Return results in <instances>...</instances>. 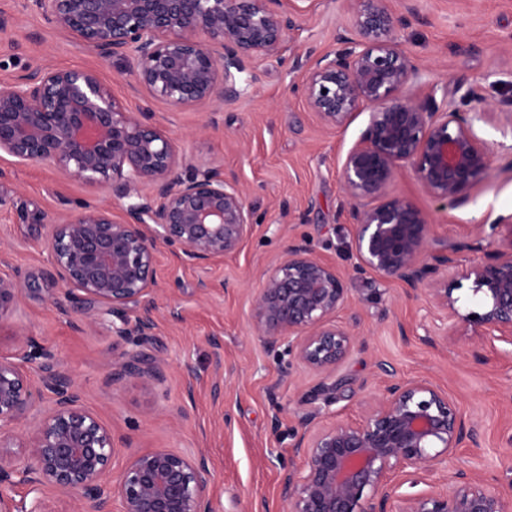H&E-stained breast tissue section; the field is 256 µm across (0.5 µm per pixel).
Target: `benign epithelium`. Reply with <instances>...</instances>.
Here are the masks:
<instances>
[{
	"mask_svg": "<svg viewBox=\"0 0 512 512\" xmlns=\"http://www.w3.org/2000/svg\"><path fill=\"white\" fill-rule=\"evenodd\" d=\"M357 38L306 63L302 91L321 121L340 127L361 106L368 125L349 149L341 184L355 224L357 275L394 278L424 290L442 312L443 331L475 318L485 334L512 346V253L490 249L493 230L465 244L483 256L466 269L484 311L463 315L440 276L457 267L456 250L428 249L431 224L414 203L388 196L398 168L411 163L436 199L459 205L491 166L469 113L448 103V87L422 98L400 95L415 68L396 34L408 25L392 0H356ZM48 25L104 59L130 58L136 84L177 109L238 102L259 58L278 55L296 27L284 0H37ZM441 99H436L437 91ZM149 111H128L90 69L37 67L0 88V154L44 163L123 202L125 219L86 204L50 220L49 266L0 277V317L22 292L47 282L51 302L75 319H112L116 341L152 334L153 296L162 245L207 264L237 252L252 234L255 212L234 178L211 162L186 161ZM349 299L345 275L290 242L263 273L252 296L253 327L271 350L320 377L315 393L336 390V368L359 342L336 322ZM134 308L135 315L128 314ZM39 362L40 384L25 364ZM164 377L157 355L136 351L112 363V383ZM50 393V407L19 436L15 429ZM80 391L56 354L30 336L0 352V512H44L42 496L72 494L80 512H215L206 456L154 449L131 454L112 476V430L80 405ZM447 394L425 381H391L357 423L319 425L298 417L293 444L300 465L282 478L283 512H512V496L458 469L435 479L454 449L474 440ZM427 486L400 495L390 474ZM16 485L31 506L7 493Z\"/></svg>",
	"mask_w": 512,
	"mask_h": 512,
	"instance_id": "obj_1",
	"label": "benign epithelium"
}]
</instances>
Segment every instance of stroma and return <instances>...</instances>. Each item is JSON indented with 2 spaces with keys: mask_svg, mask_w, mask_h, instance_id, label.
I'll return each instance as SVG.
<instances>
[{
  "mask_svg": "<svg viewBox=\"0 0 512 512\" xmlns=\"http://www.w3.org/2000/svg\"><path fill=\"white\" fill-rule=\"evenodd\" d=\"M410 7V24L397 33L416 75L403 89L424 96L431 84L479 89L487 102L512 104V0H395ZM0 85L41 65L97 71L129 111L150 106L155 120L191 161H215L236 178L260 217L235 255L197 266L160 249L156 267L154 334L141 344L116 342L110 323L86 325L33 293L23 294L0 319V349L25 334L50 348L83 392V405L112 429L111 471L119 473L137 451L168 448L205 455L212 471L217 512H281L283 468L292 459L301 410L318 421H360L370 396L386 379V363L400 380L422 379L453 399L477 432L457 449L452 467L495 484L512 476V347L491 340L481 327L459 323L443 336L440 312L421 291L375 275L350 280V301L338 312L361 345L340 365L344 381L335 396L310 399L312 374L269 351L256 335L251 297L264 269L288 242H305L342 271L355 262V228L342 192L340 170L347 151L366 128L362 108L341 127L325 126L296 88L306 58L337 49L339 36L355 34L353 0H310L297 15L281 56L254 63L256 81L234 105L175 109L147 102L128 63L105 61L49 28L33 0H0ZM491 154V168L467 202L435 200L404 164L390 195L413 201L432 226L429 248L460 247L459 267L449 275L461 313L481 312L463 270L476 256L463 250L481 225L512 213V123L475 120ZM88 202L123 212L111 193L71 180L43 163L18 164L0 157V276L18 267L46 266V225L56 214ZM493 249L512 252V226L497 224ZM141 348L164 363L161 381L112 383V363Z\"/></svg>",
  "mask_w": 512,
  "mask_h": 512,
  "instance_id": "stroma-1",
  "label": "stroma"
}]
</instances>
